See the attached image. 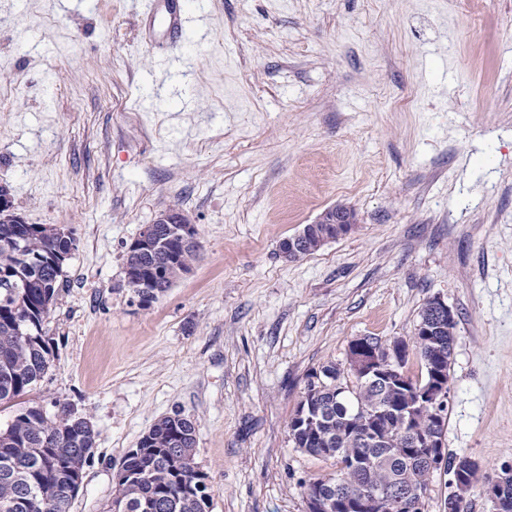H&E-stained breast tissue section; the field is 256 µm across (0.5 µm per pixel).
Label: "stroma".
Here are the masks:
<instances>
[{"label": "stroma", "mask_w": 512, "mask_h": 512, "mask_svg": "<svg viewBox=\"0 0 512 512\" xmlns=\"http://www.w3.org/2000/svg\"><path fill=\"white\" fill-rule=\"evenodd\" d=\"M144 0H0V185L77 248L46 323L55 359L0 426L60 401L98 431L71 512L161 417L196 424L210 512H308L334 460L294 447L308 376L359 336L456 313L445 443L484 486L512 464V0H202L157 48ZM349 235L280 242L328 208ZM185 214L201 257L148 307L128 245ZM334 216L329 224H333V235L338 238L341 236H345L347 233L351 232L354 229V226H348V224H356L357 216L354 210L349 208H342L344 215L347 218L348 224H346L340 212L335 211ZM329 224H306L303 228V235L300 236L299 241V233L294 235L293 237H289L284 239L280 244V251L287 259H299L300 253L297 251V241L300 244V249L303 252L311 253L316 250V246L318 244L319 239L324 235V232L329 228ZM293 238V240H292Z\"/></svg>", "instance_id": "35a3bbf8"}]
</instances>
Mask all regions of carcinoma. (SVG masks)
<instances>
[{"label":"carcinoma","mask_w":512,"mask_h":512,"mask_svg":"<svg viewBox=\"0 0 512 512\" xmlns=\"http://www.w3.org/2000/svg\"><path fill=\"white\" fill-rule=\"evenodd\" d=\"M174 225L159 224L154 249H127L125 269L142 270L158 284L143 299L148 306L178 279V273L199 257V244L188 246L173 233ZM327 224H307L299 238L301 250H316ZM75 249L71 231L58 224H20L14 211L0 212V405L31 390L55 357L45 322L62 288L61 256ZM457 322L433 320L428 336L413 338L422 365L421 376L405 386L370 384L334 363L319 370L321 381L307 383L299 408L319 411V420L290 422L295 447L315 456L333 458L331 477L306 486L329 485L335 495H361L376 487L388 497L424 499L432 472L410 446L412 433L443 435L442 425L427 410L411 420L401 411L413 401V388L430 375L429 366L450 377ZM98 432L86 416L72 415L69 405L51 413L40 404L28 406L0 429V512H70L67 491L83 484L85 467L94 456ZM196 427L175 411L155 422L127 452V472L106 512L117 503L127 512H209L206 485H193ZM445 473L456 477L444 499L448 512H465V496L477 480V465L466 456L448 454Z\"/></svg>","instance_id":"obj_1"}]
</instances>
